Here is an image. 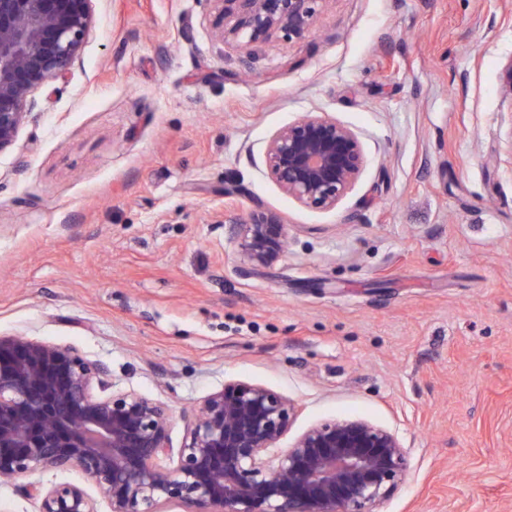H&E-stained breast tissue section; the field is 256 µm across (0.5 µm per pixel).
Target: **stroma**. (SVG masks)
<instances>
[{
    "instance_id": "35a3bbf8",
    "label": "stroma",
    "mask_w": 512,
    "mask_h": 512,
    "mask_svg": "<svg viewBox=\"0 0 512 512\" xmlns=\"http://www.w3.org/2000/svg\"><path fill=\"white\" fill-rule=\"evenodd\" d=\"M82 57L0 154V336L71 346L108 389L192 407L228 380L300 412L283 442L362 418L410 450L382 512H512V0H329L305 40L244 55L205 0H95ZM304 112L359 135L336 209L269 177V136ZM284 216L254 269L231 220ZM0 512H37L27 483Z\"/></svg>"
}]
</instances>
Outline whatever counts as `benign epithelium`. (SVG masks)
<instances>
[{"instance_id":"7a95c632","label":"benign epithelium","mask_w":512,"mask_h":512,"mask_svg":"<svg viewBox=\"0 0 512 512\" xmlns=\"http://www.w3.org/2000/svg\"><path fill=\"white\" fill-rule=\"evenodd\" d=\"M94 0H0V153L12 148L35 93L65 76L95 26ZM214 38L250 54L257 43L301 41L328 0H205ZM512 99V56L499 71ZM268 175L297 204L333 210L366 165L358 134L327 112H305L267 141ZM231 233L250 265L284 255L280 214L257 206ZM105 366L76 349L0 336V481L45 469L82 471L110 512H380L404 484L409 449L361 419L316 424L278 447L298 404L259 384L229 380L198 405L172 453L170 409L132 391L105 393ZM38 512H97L84 487L34 488Z\"/></svg>"}]
</instances>
